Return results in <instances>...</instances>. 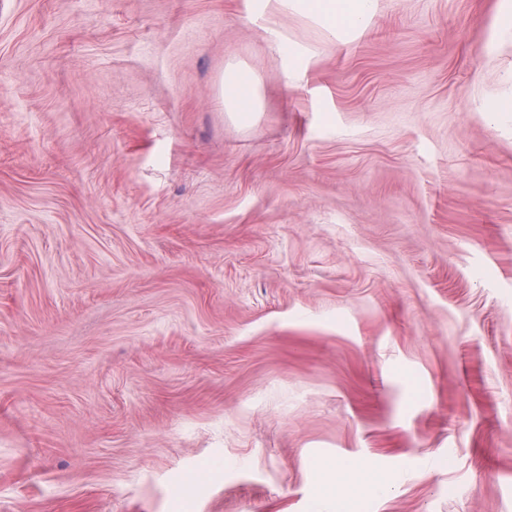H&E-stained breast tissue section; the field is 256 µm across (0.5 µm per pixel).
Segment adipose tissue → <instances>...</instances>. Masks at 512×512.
Returning <instances> with one entry per match:
<instances>
[{"instance_id":"ef3b65f1","label":"adipose tissue","mask_w":512,"mask_h":512,"mask_svg":"<svg viewBox=\"0 0 512 512\" xmlns=\"http://www.w3.org/2000/svg\"><path fill=\"white\" fill-rule=\"evenodd\" d=\"M375 0H292L295 10L325 21L337 37L365 28L373 13ZM256 88L251 76L233 69L224 75V105L229 111L242 115L256 109ZM349 486L357 496L378 492L385 481L372 466L345 459L328 460L319 466V506L327 512H347L345 500L337 497L336 488Z\"/></svg>"}]
</instances>
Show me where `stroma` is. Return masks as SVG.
Masks as SVG:
<instances>
[{
  "mask_svg": "<svg viewBox=\"0 0 512 512\" xmlns=\"http://www.w3.org/2000/svg\"><path fill=\"white\" fill-rule=\"evenodd\" d=\"M510 11L0 0V512H512ZM293 8L325 21L339 41L349 33L365 28L375 0H292ZM256 88L251 76L242 70H229L224 75V105L230 112L247 115L256 109ZM349 486L358 497L378 492L387 484L372 466L357 464L345 459L328 460L319 465L320 492L317 511L348 512L347 501L336 496V486Z\"/></svg>",
  "mask_w": 512,
  "mask_h": 512,
  "instance_id": "obj_1",
  "label": "stroma"
}]
</instances>
